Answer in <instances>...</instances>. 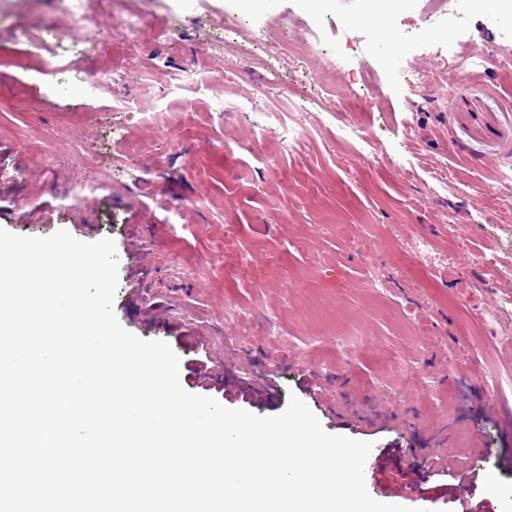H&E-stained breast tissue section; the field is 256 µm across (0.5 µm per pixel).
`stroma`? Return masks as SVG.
<instances>
[{"label": "stroma", "instance_id": "obj_1", "mask_svg": "<svg viewBox=\"0 0 512 512\" xmlns=\"http://www.w3.org/2000/svg\"><path fill=\"white\" fill-rule=\"evenodd\" d=\"M365 12L112 0L78 31L62 0H0V227L113 238L121 325L168 343L185 389L201 359L225 407L294 394L371 442L374 499L512 512V22L400 0L394 56ZM109 68L125 80L90 83Z\"/></svg>", "mask_w": 512, "mask_h": 512}]
</instances>
